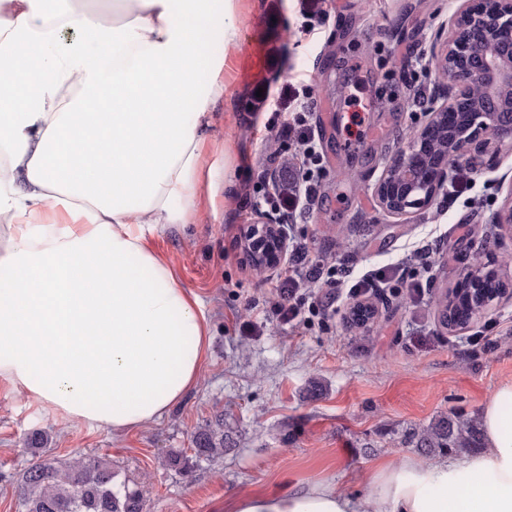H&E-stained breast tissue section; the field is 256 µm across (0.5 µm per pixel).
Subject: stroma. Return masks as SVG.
I'll use <instances>...</instances> for the list:
<instances>
[{
	"label": "stroma",
	"instance_id": "35a3bbf8",
	"mask_svg": "<svg viewBox=\"0 0 512 512\" xmlns=\"http://www.w3.org/2000/svg\"><path fill=\"white\" fill-rule=\"evenodd\" d=\"M326 22L301 31L297 0H234L235 46L227 55L224 94L210 107L198 185V211L170 224L150 245L182 286L203 301L210 347L200 383L161 422L117 437L82 424L54 423L0 382V512H18L17 483L34 456L24 440L46 428L44 460H107L116 487L140 491L146 512H224V501L250 489L275 492L328 482L363 491V477L383 460L409 456L398 438L448 412L474 419L490 393L512 382V297L462 329L439 322L434 300L453 288L473 254L512 284V235L495 224L512 197V151L493 169L472 167V197L439 191L431 206L397 215L383 210L375 186L390 160L420 132L429 112L416 95L444 91L438 74L415 78L416 57H429L434 34L462 0H316ZM314 88L309 116L327 172L289 243L345 263L360 276L399 267L402 280L374 291L366 330L353 328V299L337 293L327 318L281 324L268 297L291 263L256 270L243 234L267 206L258 192L265 139L288 110L295 88ZM436 245L428 271L408 257ZM427 280L421 295L405 280ZM494 324L497 346L472 341ZM223 417L226 450L198 465L192 478L161 457L191 453L196 432Z\"/></svg>",
	"mask_w": 512,
	"mask_h": 512
}]
</instances>
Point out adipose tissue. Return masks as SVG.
<instances>
[{"instance_id": "obj_1", "label": "adipose tissue", "mask_w": 512, "mask_h": 512, "mask_svg": "<svg viewBox=\"0 0 512 512\" xmlns=\"http://www.w3.org/2000/svg\"><path fill=\"white\" fill-rule=\"evenodd\" d=\"M233 0H0V381L54 421L122 435L197 386L202 301L148 241L196 210L203 127L234 45ZM212 82H204V75ZM180 208H172L173 200ZM472 453L241 491L224 512H512V382Z\"/></svg>"}]
</instances>
